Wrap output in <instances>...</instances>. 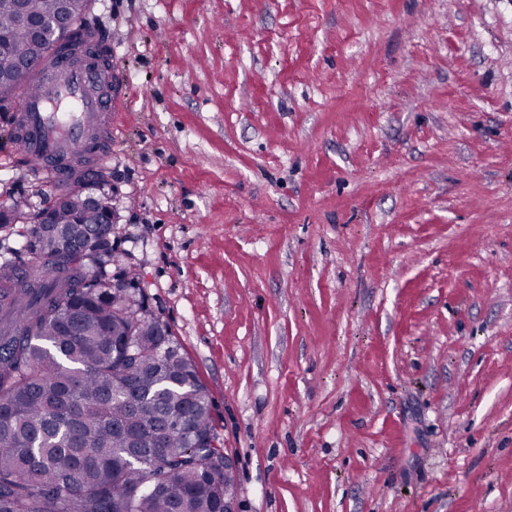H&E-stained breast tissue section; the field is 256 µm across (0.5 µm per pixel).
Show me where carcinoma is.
<instances>
[{"label":"carcinoma","mask_w":512,"mask_h":512,"mask_svg":"<svg viewBox=\"0 0 512 512\" xmlns=\"http://www.w3.org/2000/svg\"><path fill=\"white\" fill-rule=\"evenodd\" d=\"M59 0H27L54 19ZM24 17L0 0V102L36 88L32 73L81 33L21 35ZM84 195L0 210V224L35 219L30 272L0 263V512H224V454L210 398L168 330L106 279L112 225L76 223Z\"/></svg>","instance_id":"obj_1"}]
</instances>
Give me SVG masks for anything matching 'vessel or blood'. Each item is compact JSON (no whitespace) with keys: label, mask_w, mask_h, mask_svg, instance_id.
Wrapping results in <instances>:
<instances>
[{"label":"vessel or blood","mask_w":512,"mask_h":512,"mask_svg":"<svg viewBox=\"0 0 512 512\" xmlns=\"http://www.w3.org/2000/svg\"><path fill=\"white\" fill-rule=\"evenodd\" d=\"M113 79L94 57L76 64L60 47L37 67V90L22 97L14 117L17 145L55 188H75L84 171L104 173L115 107L98 86Z\"/></svg>","instance_id":"b4317fda"}]
</instances>
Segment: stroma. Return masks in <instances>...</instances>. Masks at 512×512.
<instances>
[{
  "mask_svg": "<svg viewBox=\"0 0 512 512\" xmlns=\"http://www.w3.org/2000/svg\"><path fill=\"white\" fill-rule=\"evenodd\" d=\"M110 238L238 512H512V0H92ZM0 108V204L58 195Z\"/></svg>",
  "mask_w": 512,
  "mask_h": 512,
  "instance_id": "stroma-1",
  "label": "stroma"
}]
</instances>
